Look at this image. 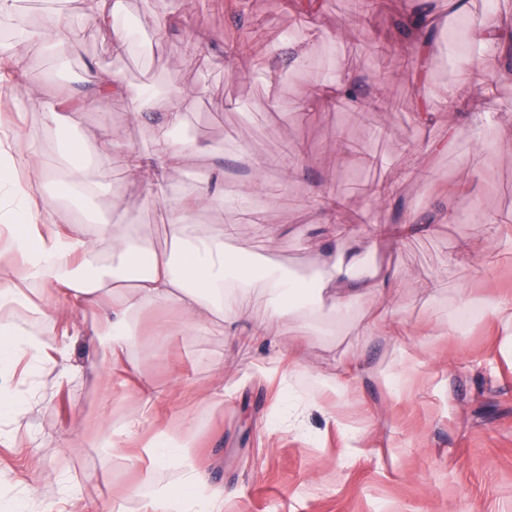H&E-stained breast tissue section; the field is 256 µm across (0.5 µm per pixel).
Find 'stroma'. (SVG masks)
<instances>
[{
  "instance_id": "stroma-1",
  "label": "stroma",
  "mask_w": 512,
  "mask_h": 512,
  "mask_svg": "<svg viewBox=\"0 0 512 512\" xmlns=\"http://www.w3.org/2000/svg\"><path fill=\"white\" fill-rule=\"evenodd\" d=\"M176 0L180 19L158 29L150 14L157 0H123L125 25L133 26L143 53L116 55L112 32L80 30L81 53L65 65L33 58L20 91L0 93V122L14 131V156L25 164L31 145L56 157L65 145L41 106L59 110L80 86L87 66L123 76L131 86L153 85L194 92L186 116L192 143L205 157L173 173L193 181L211 167L224 169V193L234 197L254 179L281 184L276 199L256 198L247 207L199 212L198 235L235 228L228 249L255 266L273 262L304 274L312 260L282 239L319 234L304 208L312 187L338 197L342 221L355 229L413 217L402 240H382L365 260L391 267L396 282L384 298L363 303L354 318L386 316L401 325L397 336L364 338L348 326L319 336H296L282 318L270 323L268 343L250 336L171 335L165 358L148 348L159 326H179L167 307L140 311L132 326L135 348L123 375L112 376L107 342L87 335L90 316L71 313L77 334L70 363L96 365L99 374L79 385L54 383L35 371L0 395V512H36L43 500L76 491L80 512H137L141 496L171 486L173 469L146 454L155 436L186 438L196 464L224 488V512H512V335L500 320L477 314L461 320L456 298L470 293L512 299V259L501 257L503 234L488 231L479 211L512 215V80L501 83L483 109L495 125L475 133L448 119L417 122L414 112L430 89L464 67L452 41L426 61L400 25L410 7L434 0H318L306 12L300 0ZM310 36L306 67L288 60V34ZM271 59L280 76L275 106H267L264 72L254 58ZM346 68L358 81L363 111L333 104L300 107L320 82ZM80 156L93 166L108 123L122 143L146 148L156 134L130 120L124 99L82 101ZM447 142L442 153L430 142ZM267 159L262 171L238 160L239 148ZM395 185V198L379 203L378 185ZM38 224H70L74 206L63 169L35 184ZM108 224H134L165 247V205L150 202L144 186L113 167L108 183L89 202ZM412 344L401 357L402 343ZM301 349L297 369L279 377L255 367L274 349ZM224 359L216 381L210 359ZM349 372L345 395L336 375ZM164 391L132 439L107 446L103 421L123 424L141 407L140 386ZM231 389L222 405L210 403L217 384ZM38 390L41 403L28 430L11 433L10 411Z\"/></svg>"
}]
</instances>
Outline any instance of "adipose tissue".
<instances>
[{
	"label": "adipose tissue",
	"mask_w": 512,
	"mask_h": 512,
	"mask_svg": "<svg viewBox=\"0 0 512 512\" xmlns=\"http://www.w3.org/2000/svg\"><path fill=\"white\" fill-rule=\"evenodd\" d=\"M86 21L113 32V49L122 55L132 40L118 24L122 0H93ZM454 18L466 22V50L469 58L461 72L432 92L428 108L419 109L417 118L427 123L437 114L449 118L466 117L473 125L490 123L493 113L482 111L480 97L493 96L498 83L512 79L501 57L507 50L505 33L512 22L500 19L497 0H487L486 17L469 18L464 0H448ZM31 35L23 53L0 50V61L10 68L13 79L25 73L26 61L47 53L59 60L76 55L80 47L78 31L64 13L56 12L29 20ZM88 95H118L131 102L130 117H141L144 104L156 103L161 122L168 128L180 127L192 104L183 89H170L162 100L152 93L126 84L115 73L88 70ZM66 142L70 164L66 181L77 194L90 191L86 169L78 158L79 144L72 131L83 120L82 112L65 115L47 112ZM11 131L0 129V213L6 222L0 226V369L11 370L19 362L31 366L51 365L58 380L71 379L66 361L72 343L67 322H56L53 343H45L27 328L26 317H38L43 310L32 294L55 289L66 303L79 311H92L97 326L108 335L109 355L119 360L129 355L133 343L131 324L135 313L166 306L179 312L183 326L198 336H234L246 330L259 343L269 336L271 317L296 322L302 335H313L324 310H331L337 321L350 318L354 307L365 300L384 296L392 280L389 269L364 264L363 238L344 232L336 222V200L319 189H311L307 208L313 223L324 230L323 237L308 239L304 247L316 259L311 280L280 272L268 273L261 285H254L248 269L237 266L234 256L224 249L223 236L195 237L191 221L203 209L224 205L223 176L202 175L192 183H176L173 171L186 166L195 148L161 136L149 151L141 152L117 141L111 130H104L98 146L99 176L107 178L114 154H121L126 171L149 194L167 204L166 235L171 250L156 249L152 240L136 235L129 224H35L31 221L33 203L30 185L52 174L43 161L20 181L12 154ZM21 276H13V267ZM269 305L270 316L250 314L251 303ZM159 463L179 470L177 493L158 492L144 498L140 512H174L182 507L190 512L194 501L206 504L207 512H224V490L209 484L198 469L188 445L175 452L155 444L147 449Z\"/></svg>",
	"instance_id": "ef3b65f1"
}]
</instances>
